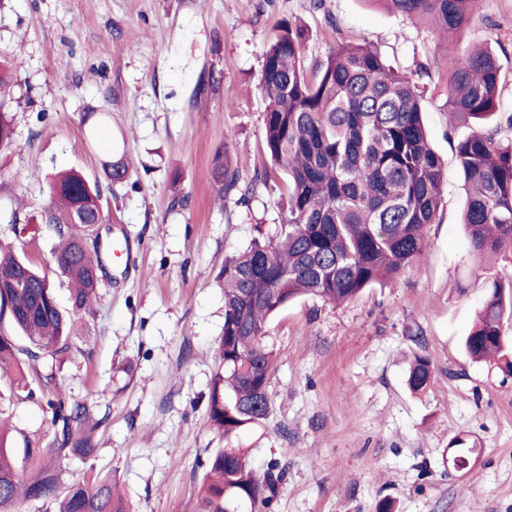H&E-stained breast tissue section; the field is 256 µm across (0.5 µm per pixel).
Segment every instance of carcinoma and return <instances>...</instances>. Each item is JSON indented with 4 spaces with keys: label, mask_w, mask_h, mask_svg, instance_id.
Wrapping results in <instances>:
<instances>
[{
    "label": "carcinoma",
    "mask_w": 512,
    "mask_h": 512,
    "mask_svg": "<svg viewBox=\"0 0 512 512\" xmlns=\"http://www.w3.org/2000/svg\"><path fill=\"white\" fill-rule=\"evenodd\" d=\"M408 18L454 33L467 27L482 0H368ZM303 29L284 21L264 54L261 88L266 152L287 174V201L276 239L255 238L224 260V336L219 367L211 382L208 413L227 445L200 461L202 512H261L272 501L286 468L271 466L259 478L248 450L228 444L239 430L268 417L273 352L265 345L274 315L300 297L341 304L366 288L394 279L423 255L427 226L442 203L443 163L432 149L422 118V80L430 68L407 73L386 64L369 45L340 43L307 72ZM501 67L488 48L464 50L448 69V112L462 125L493 123L489 133L458 140L456 161L467 187L463 229L473 258L512 253V115L500 123ZM12 73L0 63V151L13 142L6 88ZM220 196L239 189L236 172L218 164ZM112 182L129 178L123 159L105 166ZM51 202L41 213L59 239L54 271L71 285L72 314L62 312L46 272L27 262L24 281L0 284V320L29 341L20 348L0 333V371L21 364L19 355L67 353L72 316L90 306L99 287L92 271L102 267L99 247L73 254L75 240L94 228L81 222L98 209L101 191L76 170L49 177ZM512 317V295L494 280L464 348L476 362L504 359V315ZM424 355L409 363L406 384L413 393L431 383ZM52 412L53 443L31 440L15 447L0 428V512H16L24 501L43 502L54 512H127L110 472L66 481L59 462L87 461L97 453L90 406L28 390Z\"/></svg>",
    "instance_id": "carcinoma-1"
}]
</instances>
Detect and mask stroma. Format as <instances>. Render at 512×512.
I'll return each mask as SVG.
<instances>
[{
    "label": "stroma",
    "mask_w": 512,
    "mask_h": 512,
    "mask_svg": "<svg viewBox=\"0 0 512 512\" xmlns=\"http://www.w3.org/2000/svg\"><path fill=\"white\" fill-rule=\"evenodd\" d=\"M305 31L314 68L336 43H370L401 71L484 45L502 65L512 113V0H483L469 27L446 36L368 0H0V59L14 76L13 144L0 153V247L53 267L55 237L40 222L47 178L75 169L100 182L108 254L91 309L75 318L70 352L26 362L28 389L84 400L101 424L90 463L65 479L111 472L131 512H201L200 458L223 447L208 415L224 334V261L275 236L284 172L266 175L264 53L281 21ZM446 79L421 101L444 163L442 206L428 246L396 280L338 306L291 302L268 326L276 355L267 420L235 438L257 471L285 466L265 512H512V376L473 362L463 339L492 280L512 282V255L478 267L461 226L463 176ZM247 187L219 197L216 158ZM125 159L130 177L108 180ZM433 367L411 393L407 360ZM0 386V419L49 446L51 411ZM479 449L456 470L450 441Z\"/></svg>",
    "instance_id": "obj_1"
}]
</instances>
